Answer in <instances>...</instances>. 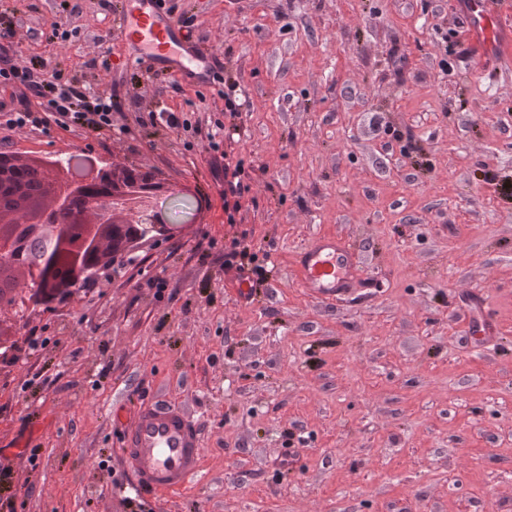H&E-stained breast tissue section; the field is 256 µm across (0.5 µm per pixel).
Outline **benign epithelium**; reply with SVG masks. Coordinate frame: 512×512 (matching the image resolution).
<instances>
[{
  "label": "benign epithelium",
  "mask_w": 512,
  "mask_h": 512,
  "mask_svg": "<svg viewBox=\"0 0 512 512\" xmlns=\"http://www.w3.org/2000/svg\"><path fill=\"white\" fill-rule=\"evenodd\" d=\"M147 180V171L140 167L103 165L74 181L58 165L48 184L53 202L34 221L7 228L9 218L0 212V270L12 266L21 278L13 292L0 294V314L48 306L79 287L74 272L91 275L99 270L93 226L112 239L116 264L129 260L139 241L168 233L165 204L177 201L178 195L170 191L162 197L141 189ZM29 239L52 249L40 261H26L20 251Z\"/></svg>",
  "instance_id": "obj_1"
}]
</instances>
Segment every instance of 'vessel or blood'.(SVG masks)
Listing matches in <instances>:
<instances>
[{
    "label": "vessel or blood",
    "instance_id": "1",
    "mask_svg": "<svg viewBox=\"0 0 512 512\" xmlns=\"http://www.w3.org/2000/svg\"><path fill=\"white\" fill-rule=\"evenodd\" d=\"M137 12L119 23L127 40L146 56L157 58L174 74H191L197 54L182 30L162 9L161 0H139ZM467 23L473 35L512 24L499 0H470ZM358 252L344 238L323 237L301 254V285L316 300L340 299L350 291ZM202 428L179 404L158 401L141 409L122 432L121 458L135 487L142 491L177 489L200 473Z\"/></svg>",
    "mask_w": 512,
    "mask_h": 512
}]
</instances>
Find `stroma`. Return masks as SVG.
Listing matches in <instances>:
<instances>
[{
    "label": "stroma",
    "instance_id": "1",
    "mask_svg": "<svg viewBox=\"0 0 512 512\" xmlns=\"http://www.w3.org/2000/svg\"><path fill=\"white\" fill-rule=\"evenodd\" d=\"M164 3L205 79L130 60L134 0H0L23 62L115 105L110 130L7 152L136 164L193 211L93 292L0 325V512H512V59L484 61L463 0ZM322 236L359 249L337 301L296 271ZM161 399L201 421L200 476L137 492L121 432Z\"/></svg>",
    "mask_w": 512,
    "mask_h": 512
}]
</instances>
